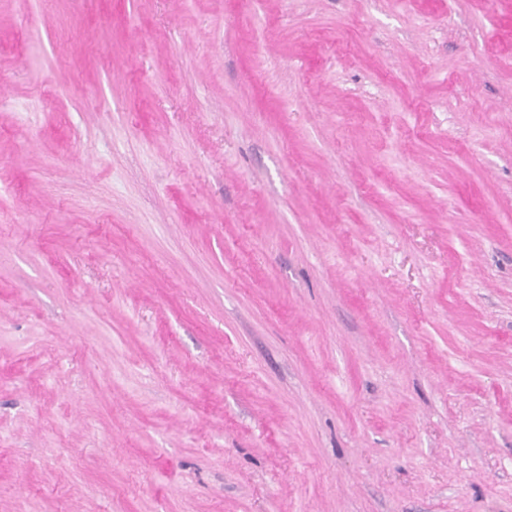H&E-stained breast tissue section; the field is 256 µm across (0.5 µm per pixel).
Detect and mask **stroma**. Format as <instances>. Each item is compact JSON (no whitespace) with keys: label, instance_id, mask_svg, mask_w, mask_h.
I'll return each mask as SVG.
<instances>
[{"label":"stroma","instance_id":"35a3bbf8","mask_svg":"<svg viewBox=\"0 0 512 512\" xmlns=\"http://www.w3.org/2000/svg\"><path fill=\"white\" fill-rule=\"evenodd\" d=\"M0 512H512V0H0Z\"/></svg>","mask_w":512,"mask_h":512}]
</instances>
